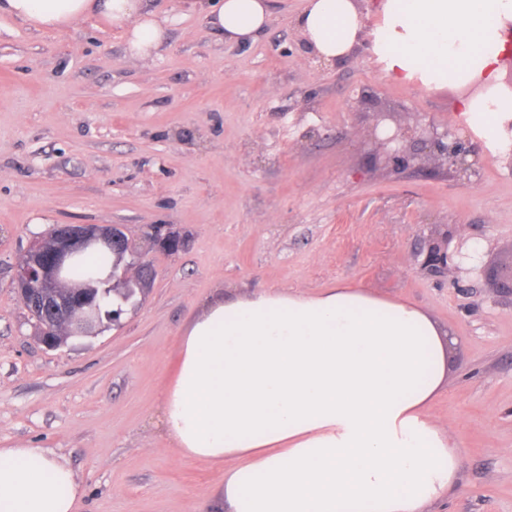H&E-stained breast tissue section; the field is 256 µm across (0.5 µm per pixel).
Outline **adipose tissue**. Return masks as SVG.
<instances>
[{"label":"adipose tissue","instance_id":"1","mask_svg":"<svg viewBox=\"0 0 512 512\" xmlns=\"http://www.w3.org/2000/svg\"><path fill=\"white\" fill-rule=\"evenodd\" d=\"M227 41L270 21L269 0H184ZM40 30L94 17L146 59L166 28L144 0H0ZM317 60L358 45L355 0H305L295 18ZM371 50L400 81H480L460 119L508 146L512 0H382ZM449 337L423 309L336 284L311 295L268 288L204 304L182 335L161 423L186 458L225 463L228 512H425L446 500L461 452L426 414L445 379ZM75 471L46 448H0V512H76Z\"/></svg>","mask_w":512,"mask_h":512}]
</instances>
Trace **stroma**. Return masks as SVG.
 I'll return each instance as SVG.
<instances>
[{
	"label": "stroma",
	"mask_w": 512,
	"mask_h": 512,
	"mask_svg": "<svg viewBox=\"0 0 512 512\" xmlns=\"http://www.w3.org/2000/svg\"><path fill=\"white\" fill-rule=\"evenodd\" d=\"M379 0H357L364 48L316 61L272 0L268 26L225 41L183 0L150 59L89 18L38 30L0 17V448H50L77 473V512H216L224 466L182 457L159 426L180 339L203 303L343 283L410 302L447 329L445 384L428 410L461 450L430 512H512V167L459 119L472 86L402 82L368 48ZM434 123L478 144L470 181L429 150L395 172L367 136L374 115ZM56 224H120L155 272L117 323L41 344L14 269ZM155 224L184 238L152 249ZM447 225L460 288L420 264Z\"/></svg>",
	"instance_id": "1"
}]
</instances>
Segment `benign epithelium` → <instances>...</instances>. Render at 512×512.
Returning a JSON list of instances; mask_svg holds the SVG:
<instances>
[{
  "instance_id": "1",
  "label": "benign epithelium",
  "mask_w": 512,
  "mask_h": 512,
  "mask_svg": "<svg viewBox=\"0 0 512 512\" xmlns=\"http://www.w3.org/2000/svg\"><path fill=\"white\" fill-rule=\"evenodd\" d=\"M375 123L372 136L385 153V163L406 166L417 159V153L408 146L417 142L430 149L440 165L458 179L467 180L474 173L468 156L476 152L473 144L455 136L450 130L442 131L434 126L420 130L398 128L380 136ZM154 242L169 251L181 246L180 236L169 231L156 233ZM102 245L109 249L123 250L129 247L123 228L119 225L63 224L44 239L33 242L14 270L13 283L22 300L31 308L41 333L42 344L55 348L57 343L49 339L54 326L62 324L69 336H91L92 313L95 296L78 286L64 290L63 270L71 256L90 246ZM459 266L455 256L448 254V232L429 241L422 268L433 274H446Z\"/></svg>"
}]
</instances>
